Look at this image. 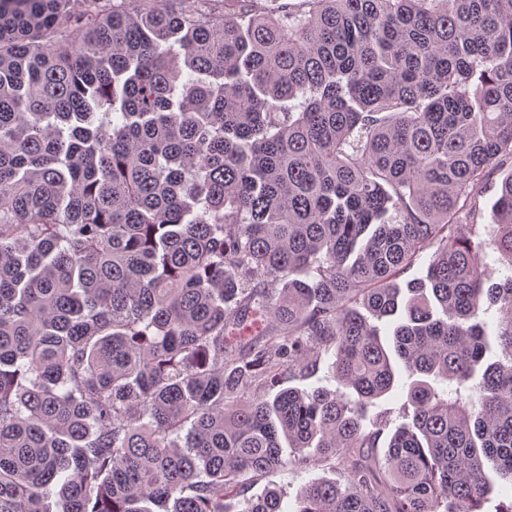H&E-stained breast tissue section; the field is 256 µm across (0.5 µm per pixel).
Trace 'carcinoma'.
<instances>
[{
	"label": "carcinoma",
	"instance_id": "cac0c4a2",
	"mask_svg": "<svg viewBox=\"0 0 512 512\" xmlns=\"http://www.w3.org/2000/svg\"><path fill=\"white\" fill-rule=\"evenodd\" d=\"M503 158L512 0H0V512H284L252 488L315 467L295 512H482L484 461L512 485ZM512 171V162L510 159H505L495 166V171L493 174V180L491 187L488 188L485 193L479 199V207L481 210L480 217L478 219V224H484V238L487 240H491L497 232V224H495V220L493 217V206L494 202L497 198L498 186L501 179L511 173ZM398 383L396 387L385 397L378 401L377 407L371 408L370 417L378 416V419L385 420L387 427L385 434L380 441V448H376L379 457H384L387 436L395 430L397 426L406 422L401 417V406L405 401V392L407 385L410 382L408 374L402 365L397 368Z\"/></svg>",
	"mask_w": 512,
	"mask_h": 512
}]
</instances>
